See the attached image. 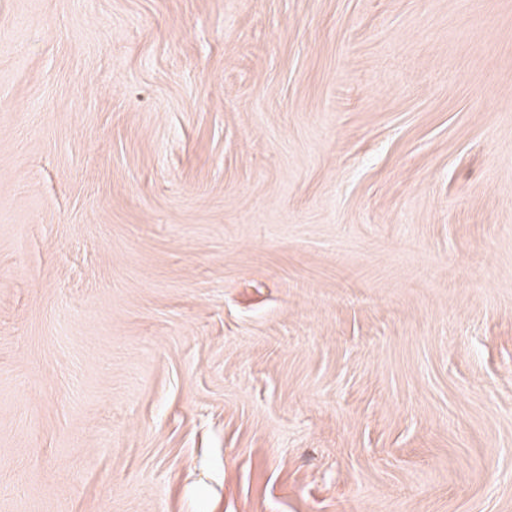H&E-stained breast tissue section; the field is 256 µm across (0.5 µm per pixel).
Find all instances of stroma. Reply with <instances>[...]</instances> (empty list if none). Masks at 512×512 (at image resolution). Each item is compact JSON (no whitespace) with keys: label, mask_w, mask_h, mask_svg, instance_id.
<instances>
[{"label":"stroma","mask_w":512,"mask_h":512,"mask_svg":"<svg viewBox=\"0 0 512 512\" xmlns=\"http://www.w3.org/2000/svg\"><path fill=\"white\" fill-rule=\"evenodd\" d=\"M0 512H512V0H0Z\"/></svg>","instance_id":"stroma-1"}]
</instances>
